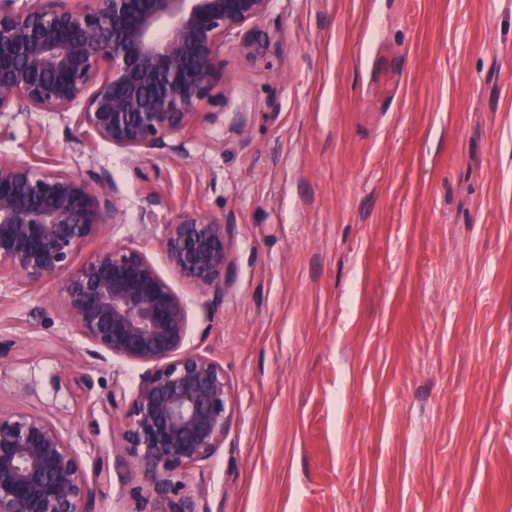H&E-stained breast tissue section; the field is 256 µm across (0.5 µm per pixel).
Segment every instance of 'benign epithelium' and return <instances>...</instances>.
<instances>
[{"instance_id": "benign-epithelium-1", "label": "benign epithelium", "mask_w": 512, "mask_h": 512, "mask_svg": "<svg viewBox=\"0 0 512 512\" xmlns=\"http://www.w3.org/2000/svg\"><path fill=\"white\" fill-rule=\"evenodd\" d=\"M0 0V115L18 106L67 112L92 138L164 149L224 80V37L271 0ZM117 212L105 182L34 161L0 160V272L58 282L56 299L87 353L146 366L126 417L125 448L152 512H213L182 477L224 447L231 406L224 366L185 351V300L150 258L114 245L75 268L77 247ZM158 247L202 293L224 288V220L178 212ZM93 486L77 448L48 417L0 415V512H84Z\"/></svg>"}]
</instances>
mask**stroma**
I'll use <instances>...</instances> for the list:
<instances>
[{
	"instance_id": "stroma-1",
	"label": "stroma",
	"mask_w": 512,
	"mask_h": 512,
	"mask_svg": "<svg viewBox=\"0 0 512 512\" xmlns=\"http://www.w3.org/2000/svg\"><path fill=\"white\" fill-rule=\"evenodd\" d=\"M251 30L267 57L225 37L180 151L14 109L0 158L102 175L118 212L75 264L132 245L187 300L232 405L184 478L213 512H512V0H272ZM185 208L224 220L223 293L158 249ZM55 288L0 276V413L108 467L86 512H149L109 400L145 368L87 356Z\"/></svg>"
}]
</instances>
